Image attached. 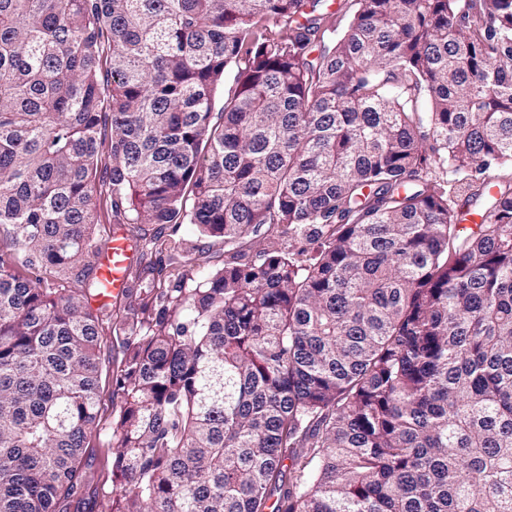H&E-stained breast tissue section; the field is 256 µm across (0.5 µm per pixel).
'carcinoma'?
<instances>
[{"mask_svg":"<svg viewBox=\"0 0 512 512\" xmlns=\"http://www.w3.org/2000/svg\"><path fill=\"white\" fill-rule=\"evenodd\" d=\"M343 9L0 0V512L83 500L101 199L188 225L127 289L109 512H512V0ZM196 250L184 259L182 266L174 273H183L185 277H196L198 269L216 270L224 265V240L218 238L196 239Z\"/></svg>","mask_w":512,"mask_h":512,"instance_id":"cac0c4a2","label":"carcinoma"}]
</instances>
